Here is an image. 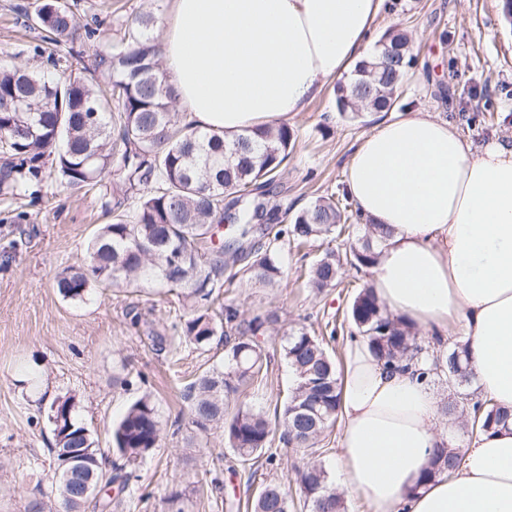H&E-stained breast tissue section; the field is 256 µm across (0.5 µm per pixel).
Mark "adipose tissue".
<instances>
[{"instance_id":"adipose-tissue-1","label":"adipose tissue","mask_w":512,"mask_h":512,"mask_svg":"<svg viewBox=\"0 0 512 512\" xmlns=\"http://www.w3.org/2000/svg\"><path fill=\"white\" fill-rule=\"evenodd\" d=\"M384 0H172L160 54L187 122L234 136L291 121L366 45ZM345 190L383 242L371 287L428 338L458 328L481 393L512 408V139L473 146L453 121H379L345 167ZM432 386L345 346L337 483L370 512H512V427L474 435L462 468L429 482L454 445ZM464 455H462L458 448H448L442 444L438 448H434L431 454L429 468L427 469L426 478L436 477L444 473H452L459 469L461 466Z\"/></svg>"}]
</instances>
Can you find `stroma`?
Wrapping results in <instances>:
<instances>
[{"instance_id":"1","label":"stroma","mask_w":512,"mask_h":512,"mask_svg":"<svg viewBox=\"0 0 512 512\" xmlns=\"http://www.w3.org/2000/svg\"><path fill=\"white\" fill-rule=\"evenodd\" d=\"M29 0H0V64L7 55L40 66L29 51L38 32L25 28L18 12ZM79 13L104 19L103 31L88 41L81 54L57 46L61 66L79 74L96 50L115 40L122 27L143 11L165 22L168 0H76ZM406 30L417 56L415 68L401 88L394 115L411 111L455 121L473 144L493 136L512 137V21L499 0H386L373 36L381 38L392 26ZM333 82L290 123L296 142L277 181L265 196L268 206L307 208L319 196H338L344 190L345 165L360 139L377 120L375 114L350 120L336 110ZM484 122L472 126L469 115ZM37 205L0 196V512H63L54 488L56 464L50 451V406L72 395L77 416L100 448L112 446L111 429L128 406L151 394L162 426V444L138 468L133 493H120L113 512H164L172 491L182 490L184 512H223L227 498L246 499L247 485L288 482L304 457L277 443L275 461L250 472L224 445L221 431H212L205 452L186 447L177 431L180 392L195 373L222 359L223 345L203 352L182 348L179 356L154 346L150 331L170 336L179 319L176 296L158 288L142 293L94 290L85 302L64 300L54 286L63 268L81 262L95 232L111 223L99 189L72 191L50 182H32ZM363 226L353 225L340 238L320 239L298 251L283 245L289 272L279 287L236 282L225 301L245 317L276 311L279 321L265 340L269 356L266 379L250 387L239 403L274 412L282 405L294 374L281 352L285 336L298 328L321 333L337 325L327 349L342 355L349 339L342 329L354 296L370 277L369 271L344 268L341 284L316 291L299 279L305 266L333 250L344 253L360 245ZM218 481L212 493H196L198 482Z\"/></svg>"}]
</instances>
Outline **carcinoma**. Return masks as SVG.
Returning <instances> with one entry per match:
<instances>
[{
    "label": "carcinoma",
    "instance_id": "obj_1",
    "mask_svg": "<svg viewBox=\"0 0 512 512\" xmlns=\"http://www.w3.org/2000/svg\"><path fill=\"white\" fill-rule=\"evenodd\" d=\"M27 26L44 33L33 55L53 58L49 50L61 43L80 45L96 35L81 22L68 0H34L22 8ZM153 13L137 15L119 39L97 52L93 71L109 74L102 90L84 77L69 75L57 81L41 72L12 63L0 66V193L13 199L27 197L28 183L43 177L56 179L79 191L98 187L112 196V222L100 227L78 267L56 277L58 292L82 302L97 287L130 288L157 284L176 292L187 319L178 336H153L172 352L182 345L204 350L213 341L224 343V357L201 371L184 388L187 416L186 446L204 448L211 431L221 429L227 447L243 462L266 457L279 441L307 452L321 442L337 418L339 377L324 338L306 328L288 334L282 353L295 375V386L282 410L270 419L253 406L226 413V401L241 389L265 378L266 356L261 337L278 322L272 311L241 320L239 309L222 302L221 290L237 278L274 285L285 275L283 254L269 247H243L241 238L256 221L267 222L266 235L298 247L352 226L350 204L320 197L300 211L291 224H278V216L265 204L244 198L269 186L280 174L294 144V131L286 125L256 129L232 139L181 122L173 111L176 92L159 58ZM379 54L362 61L352 80L334 87L336 109L355 119L362 112H387L416 63L408 34L393 27L378 42ZM138 199L133 215L125 202ZM236 226L239 238L224 241L217 225ZM380 230L365 225L360 246L340 257L328 252L308 271V283L319 290L340 284L342 265L369 269L376 259ZM346 320L350 336L366 338L372 352L391 364L407 360L424 365L420 375L448 380V387L472 407V429L477 432L506 427L512 411L479 399L464 388L473 382L466 343L454 341L446 349L429 350L415 328L393 316L372 289H361L351 302ZM63 427L53 445L81 448L88 461L84 477L92 485L123 491L131 474L125 468L148 457L162 441L161 423L150 396L133 402L112 430L120 462L108 472L98 466V448L83 435L76 417L75 397L57 399ZM458 449H433L425 476L435 477L459 469ZM303 506L310 512H347L326 467L307 462L296 470ZM55 492L66 512H81L93 498L75 494L58 477ZM293 503L282 483H266L252 498L251 512H291Z\"/></svg>",
    "mask_w": 512,
    "mask_h": 512
}]
</instances>
